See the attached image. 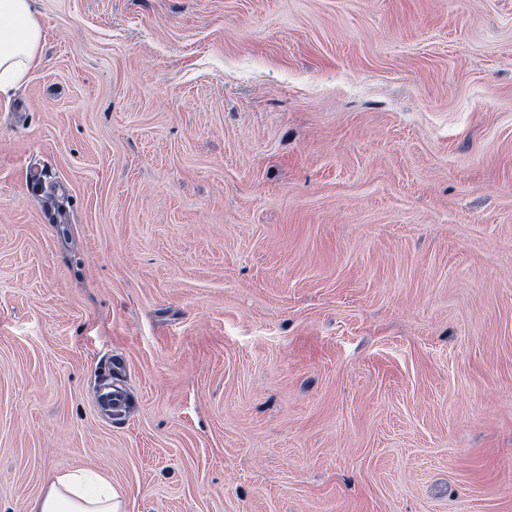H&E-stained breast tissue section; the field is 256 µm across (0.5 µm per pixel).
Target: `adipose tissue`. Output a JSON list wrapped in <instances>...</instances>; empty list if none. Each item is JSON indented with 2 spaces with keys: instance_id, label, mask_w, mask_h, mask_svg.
<instances>
[{
  "instance_id": "obj_1",
  "label": "adipose tissue",
  "mask_w": 512,
  "mask_h": 512,
  "mask_svg": "<svg viewBox=\"0 0 512 512\" xmlns=\"http://www.w3.org/2000/svg\"><path fill=\"white\" fill-rule=\"evenodd\" d=\"M41 29L31 0H0V95L40 62ZM126 492L103 474L76 468L56 475L27 512H124Z\"/></svg>"
}]
</instances>
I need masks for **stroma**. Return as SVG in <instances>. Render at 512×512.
<instances>
[{"label": "stroma", "instance_id": "obj_1", "mask_svg": "<svg viewBox=\"0 0 512 512\" xmlns=\"http://www.w3.org/2000/svg\"><path fill=\"white\" fill-rule=\"evenodd\" d=\"M33 9L0 512L74 467L126 512H512V0ZM96 406L103 409L106 405L108 413H119L126 407V398L124 392L115 387L101 389L95 397Z\"/></svg>", "mask_w": 512, "mask_h": 512}]
</instances>
